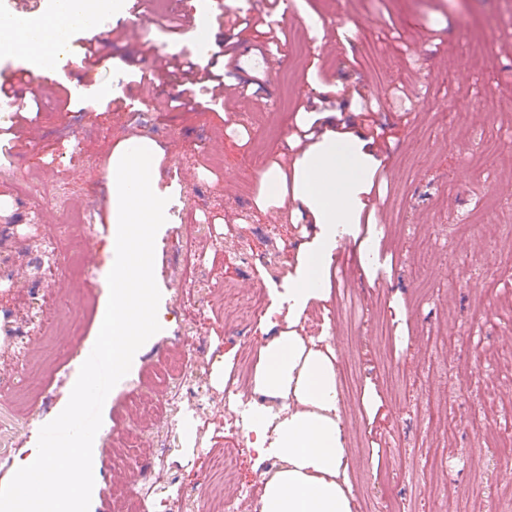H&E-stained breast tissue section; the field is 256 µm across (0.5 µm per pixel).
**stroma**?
Returning a JSON list of instances; mask_svg holds the SVG:
<instances>
[{"label": "stroma", "mask_w": 512, "mask_h": 512, "mask_svg": "<svg viewBox=\"0 0 512 512\" xmlns=\"http://www.w3.org/2000/svg\"><path fill=\"white\" fill-rule=\"evenodd\" d=\"M223 2L203 11L196 0H166L159 16L139 0L104 19L96 75L64 57L23 113L0 112V145L12 148L0 165V267L16 272L0 282V382L21 395L0 401V486L62 412L93 348L112 259V158L141 141L168 199L154 263L168 325L105 400L91 512H115L142 468L156 484L154 512H201L206 471L196 460L222 455L238 438L226 424L230 381L255 368L260 346L288 327L282 314L265 326L232 318L224 290L281 289L295 276L315 227L263 175L291 173L301 157L292 136L313 120L304 107L332 89L326 124L340 113L363 129L369 98L385 128L374 145L381 180L372 221L351 225L334 252L348 281L328 278V301L313 302L296 326L344 353L354 500L362 512H512V478L487 440L512 430V349L502 345L512 336V0H296L272 14L280 48L266 55L263 28L237 34L218 20L222 11L231 19L252 12L254 0ZM203 18L216 34L200 54L190 33ZM134 26L153 47L141 62L124 50ZM222 47L240 57L245 93L198 87L194 107L175 110L177 79L142 80L155 58L204 65ZM462 111L471 124L452 126ZM480 153L476 174L468 162ZM28 172L37 178L22 195ZM30 196L67 200L90 217L80 278L62 276L50 292L37 276L41 239L62 244L76 230L52 206L31 223ZM474 215L501 225V237L476 231L458 240L456 225ZM187 240L198 260L189 281L178 274ZM423 250L432 257L426 267ZM45 305L75 309L78 333L21 358L17 335ZM189 389L201 401L185 398ZM474 417L482 431L472 430ZM451 418L458 427L448 434ZM280 465L274 455L247 454L226 495L240 485L260 499L262 473ZM437 485L445 494H434Z\"/></svg>", "instance_id": "1"}]
</instances>
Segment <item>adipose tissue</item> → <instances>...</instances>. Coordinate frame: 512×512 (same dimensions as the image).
Returning <instances> with one entry per match:
<instances>
[{
  "mask_svg": "<svg viewBox=\"0 0 512 512\" xmlns=\"http://www.w3.org/2000/svg\"><path fill=\"white\" fill-rule=\"evenodd\" d=\"M122 9L123 0H49L37 19L0 17V49L26 57L34 73L45 75L71 51V32L95 30ZM373 161L369 140L332 130L304 152L292 175L266 172L267 185L292 186L294 200L308 209L317 228L288 284L289 316L301 317L310 301L328 299L326 271L338 229L355 223ZM338 361L333 348H320L292 329L260 347L254 390L283 400L288 409L280 419L256 412L255 447L271 448L282 462L265 479L261 512H353Z\"/></svg>",
  "mask_w": 512,
  "mask_h": 512,
  "instance_id": "adipose-tissue-1",
  "label": "adipose tissue"
}]
</instances>
